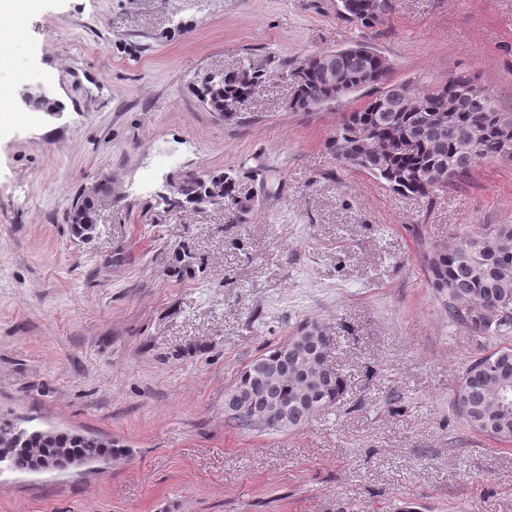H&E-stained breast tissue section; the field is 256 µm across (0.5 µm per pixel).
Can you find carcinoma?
I'll return each mask as SVG.
<instances>
[{"label": "carcinoma", "instance_id": "cac0c4a2", "mask_svg": "<svg viewBox=\"0 0 512 512\" xmlns=\"http://www.w3.org/2000/svg\"><path fill=\"white\" fill-rule=\"evenodd\" d=\"M372 0H339V15L364 26L380 24L386 16L371 12ZM361 55L353 48L332 50L336 73L352 83L355 93L369 86L380 91L358 110L348 112L336 127L331 149L336 160L353 167L355 155L371 154L367 173L382 180L398 194L426 197L448 187L457 176L477 163L498 159L500 130L497 116L502 106L487 89L460 96L453 110L448 97L472 78L465 74L448 77L435 86L418 90L407 82L392 83L384 77L387 60L369 47ZM265 79V73L251 65L223 72L213 82L194 87L196 95L213 112H230L233 104L250 96ZM296 97L295 112H309L325 93L321 74L306 70L291 74ZM485 121V137L479 152L469 147V126ZM397 125L418 130L414 141L398 145L392 130ZM448 165V178L441 182L415 183L410 174L439 160ZM220 187L224 196L234 198L235 185L224 173L202 172L174 186L166 198L172 209L198 204L210 189ZM512 251V224H498L476 232L448 237L433 253L432 282L448 296V315L459 324L487 336L512 332V258L497 250ZM321 326L308 321L287 339L255 358L238 376L233 391L245 397L244 405L225 411L236 426L258 431H296L312 415L336 402L345 391L344 379L313 352V337ZM512 394V346L471 360L464 369L455 395V407L473 431L499 443H512V403L502 408L498 395L503 388ZM264 401L288 403V420L276 425L257 421L252 405ZM10 452L4 463L17 472H35L41 461L52 459L60 470L106 464L123 456L124 449L110 439L76 430L0 427V449Z\"/></svg>", "mask_w": 512, "mask_h": 512}]
</instances>
